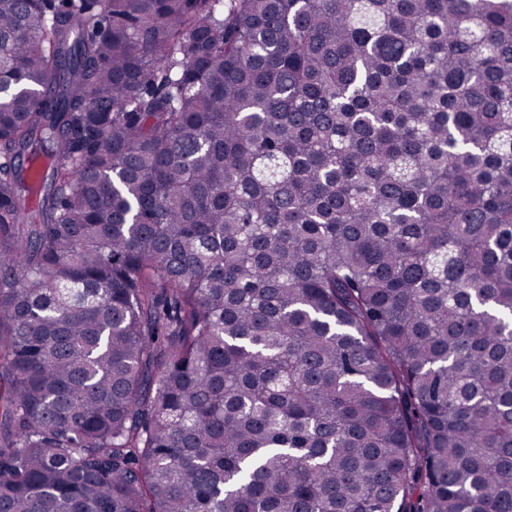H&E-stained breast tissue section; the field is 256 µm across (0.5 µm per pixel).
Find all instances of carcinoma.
I'll list each match as a JSON object with an SVG mask.
<instances>
[{"label":"carcinoma","mask_w":512,"mask_h":512,"mask_svg":"<svg viewBox=\"0 0 512 512\" xmlns=\"http://www.w3.org/2000/svg\"><path fill=\"white\" fill-rule=\"evenodd\" d=\"M0 512H512V0H0Z\"/></svg>","instance_id":"carcinoma-1"}]
</instances>
